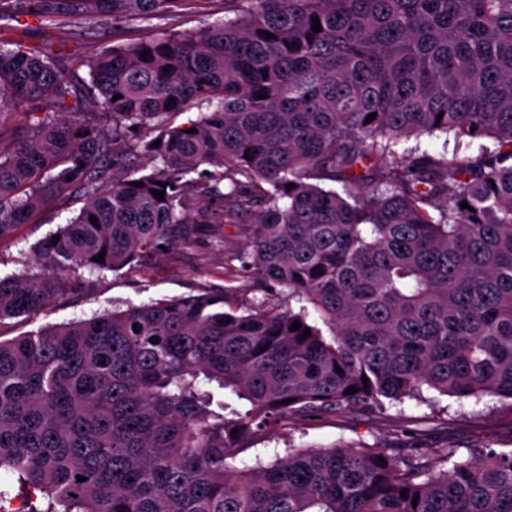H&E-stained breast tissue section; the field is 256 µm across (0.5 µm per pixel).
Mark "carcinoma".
Listing matches in <instances>:
<instances>
[{"instance_id": "carcinoma-1", "label": "carcinoma", "mask_w": 512, "mask_h": 512, "mask_svg": "<svg viewBox=\"0 0 512 512\" xmlns=\"http://www.w3.org/2000/svg\"><path fill=\"white\" fill-rule=\"evenodd\" d=\"M184 2L0 0V124L49 104L0 145V238L84 197L38 276L0 278V322L248 213L225 265L264 298L226 288L0 341V472L23 493L14 508L0 484V512H512V449L489 445L290 443L233 465L293 419L512 400V0H224L229 17L102 51L81 81L69 38L18 25L92 32ZM437 133L477 153L403 147ZM285 288L306 305L275 303ZM251 446V448H246L238 456L237 467L251 466L258 461L266 465L273 462L277 457H285L288 450V429L282 431L278 440L254 442Z\"/></svg>"}]
</instances>
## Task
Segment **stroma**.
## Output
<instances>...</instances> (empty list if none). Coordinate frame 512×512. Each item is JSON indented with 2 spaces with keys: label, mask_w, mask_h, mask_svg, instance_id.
<instances>
[{
  "label": "stroma",
  "mask_w": 512,
  "mask_h": 512,
  "mask_svg": "<svg viewBox=\"0 0 512 512\" xmlns=\"http://www.w3.org/2000/svg\"><path fill=\"white\" fill-rule=\"evenodd\" d=\"M224 15V0H189L183 9L148 23L106 29L97 35L79 37L74 45L78 58L87 59L100 51L134 42L144 35L164 30L181 32L215 21ZM83 205L80 193L69 192L19 225L14 234L0 239V278L35 274L39 271L37 250L60 227L75 217ZM243 243L235 227L204 225L195 238L134 261L118 271L94 274L92 291L77 298L61 299L36 318L18 317L0 323V340L38 331L47 325L88 319L114 309L125 310L158 300L199 291L223 292L238 288L243 298H253V284L224 264L225 253ZM444 415L435 418L429 406L413 401L388 408L386 412L364 415L345 411L330 418L314 416L299 422L291 437L253 443L238 457L237 467L270 463L285 457L289 445L327 446L338 440L362 441L382 448L402 444L438 446L444 443L475 448L488 443L512 448V409L498 399L480 404L455 398H441Z\"/></svg>",
  "instance_id": "35a3bbf8"
}]
</instances>
